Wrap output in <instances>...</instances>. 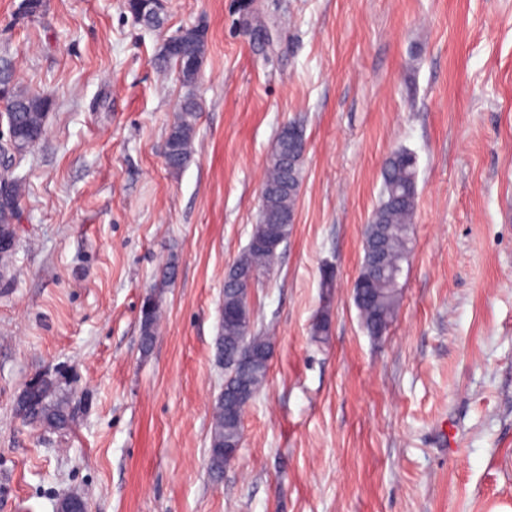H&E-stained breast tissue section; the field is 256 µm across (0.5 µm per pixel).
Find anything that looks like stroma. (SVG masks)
<instances>
[{
  "mask_svg": "<svg viewBox=\"0 0 512 512\" xmlns=\"http://www.w3.org/2000/svg\"><path fill=\"white\" fill-rule=\"evenodd\" d=\"M20 3L0 0V60L54 105L16 170L0 286V512L69 493L92 512H512V0H168L160 30L123 0H46L35 18ZM199 23L202 112L175 173L165 132L185 90L154 56ZM291 121L307 140L296 221L251 293L270 372L215 480L224 274ZM400 148L418 163L412 252L374 338L352 284ZM41 373L69 394L71 430L17 415ZM6 187L0 192V242L6 240L12 245L6 249L0 246V265L8 268L16 249V223L19 219L21 199L23 196V180L16 177H5L0 173ZM151 303H154L150 306ZM141 345L143 349H150L157 336V326L160 316V306L158 302L149 297L141 310Z\"/></svg>",
  "mask_w": 512,
  "mask_h": 512,
  "instance_id": "stroma-1",
  "label": "stroma"
}]
</instances>
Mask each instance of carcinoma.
<instances>
[{
  "mask_svg": "<svg viewBox=\"0 0 512 512\" xmlns=\"http://www.w3.org/2000/svg\"><path fill=\"white\" fill-rule=\"evenodd\" d=\"M125 8L139 23H151L147 0H125ZM208 41L207 28L194 25L180 29L173 49L158 52L156 68L175 70L182 87L187 89L177 114L169 126L166 139V164L173 172L190 162L200 104L192 93L199 73L185 67L189 59L202 69ZM0 100L15 137L40 141L45 134V117L52 100L16 88L13 71L0 72ZM288 136L276 137L262 187L261 215L253 225L250 239L271 233L287 243L293 223L286 222L296 211L304 179L303 127L286 124ZM380 200L364 230L361 274L365 283L355 302L362 326L368 335L382 336L394 321L401 299L399 278L411 251V230L417 201V160L408 149L392 152L384 161ZM6 187L0 191V240L12 242L0 248V266L7 268L16 249V223L19 219L23 180L4 177ZM277 252L250 243L238 256L224 278V318L217 339L218 356H234L250 350L256 361L243 368L235 378L224 372V389L215 403L210 430L207 466L218 477L224 473V449L242 445V423L246 408L265 385L270 369L273 344L268 332L256 327L258 318L251 304V290L260 277L270 273ZM141 345L148 350L157 336L160 306L147 299L141 310ZM20 417L27 423L63 431L72 427L75 416L70 398L57 378L40 375L23 390L16 402Z\"/></svg>",
  "mask_w": 512,
  "mask_h": 512,
  "instance_id": "carcinoma-1",
  "label": "carcinoma"
}]
</instances>
